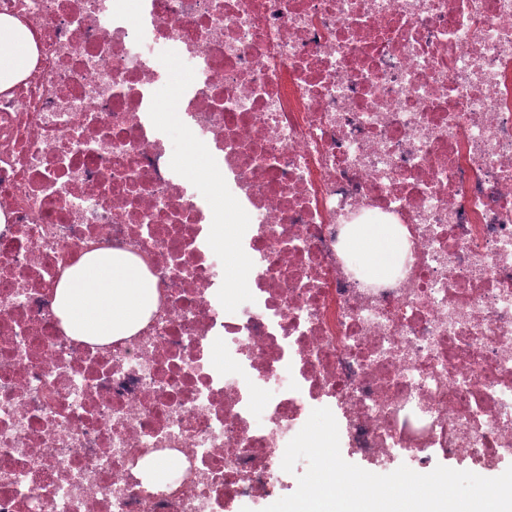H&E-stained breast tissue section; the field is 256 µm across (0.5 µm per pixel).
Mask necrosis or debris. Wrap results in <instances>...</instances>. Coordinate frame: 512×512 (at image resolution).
Returning a JSON list of instances; mask_svg holds the SVG:
<instances>
[{
	"label": "necrosis or debris",
	"instance_id": "obj_1",
	"mask_svg": "<svg viewBox=\"0 0 512 512\" xmlns=\"http://www.w3.org/2000/svg\"><path fill=\"white\" fill-rule=\"evenodd\" d=\"M1 15L36 57L0 88V512H230L287 488L285 448L322 407L376 470L512 463V0ZM164 85L224 186L178 174L148 110ZM353 224L403 228L390 277L347 247ZM97 250L157 290L109 344L55 314Z\"/></svg>",
	"mask_w": 512,
	"mask_h": 512
}]
</instances>
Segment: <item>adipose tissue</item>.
Listing matches in <instances>:
<instances>
[{
	"instance_id": "obj_1",
	"label": "adipose tissue",
	"mask_w": 512,
	"mask_h": 512,
	"mask_svg": "<svg viewBox=\"0 0 512 512\" xmlns=\"http://www.w3.org/2000/svg\"><path fill=\"white\" fill-rule=\"evenodd\" d=\"M33 51L30 34L12 18H0V79L8 81L22 72ZM348 245L365 253L376 279L387 276L402 249L390 226L354 232ZM154 300V284L141 261L95 251L63 273L56 291V312L70 335L105 343L144 327Z\"/></svg>"
}]
</instances>
